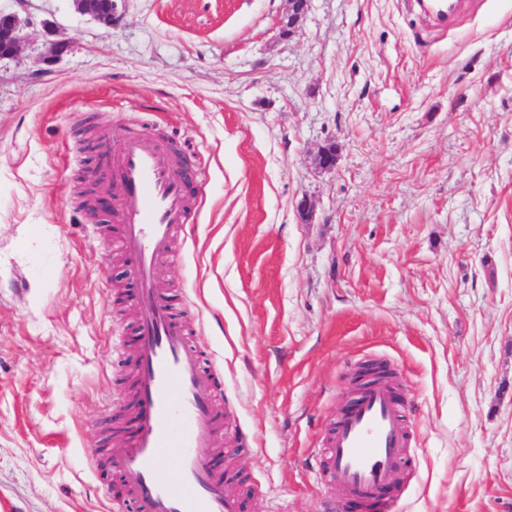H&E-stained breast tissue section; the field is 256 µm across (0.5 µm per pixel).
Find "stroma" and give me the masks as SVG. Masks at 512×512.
I'll list each match as a JSON object with an SVG mask.
<instances>
[{
	"label": "stroma",
	"instance_id": "stroma-1",
	"mask_svg": "<svg viewBox=\"0 0 512 512\" xmlns=\"http://www.w3.org/2000/svg\"><path fill=\"white\" fill-rule=\"evenodd\" d=\"M21 6L37 24L0 61V512L125 499L103 415L132 409L135 283L81 204L142 128L204 172L156 277L250 438L245 512H323L318 439L369 361L398 374L419 448L397 512H512V0L444 32L404 0H310L287 39L288 0H117L109 31L72 0H0Z\"/></svg>",
	"mask_w": 512,
	"mask_h": 512
}]
</instances>
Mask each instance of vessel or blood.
<instances>
[{"label":"vessel or blood","mask_w":512,"mask_h":512,"mask_svg":"<svg viewBox=\"0 0 512 512\" xmlns=\"http://www.w3.org/2000/svg\"><path fill=\"white\" fill-rule=\"evenodd\" d=\"M439 22L454 25L476 0H418ZM115 160L124 187L114 215L120 245L137 283V427L127 448L109 464L122 479L136 512H242L226 493L227 473L216 472L211 454L219 435L235 427L218 410L216 372L205 370L201 351L171 311L154 273L177 258L173 241L198 207L188 193L195 170L181 169L171 152L144 131L121 136ZM398 381L378 379L357 391L334 428L320 440L324 458L317 472L330 500L393 512L394 493L405 488L404 463L413 439L398 408Z\"/></svg>","instance_id":"b4317fda"}]
</instances>
